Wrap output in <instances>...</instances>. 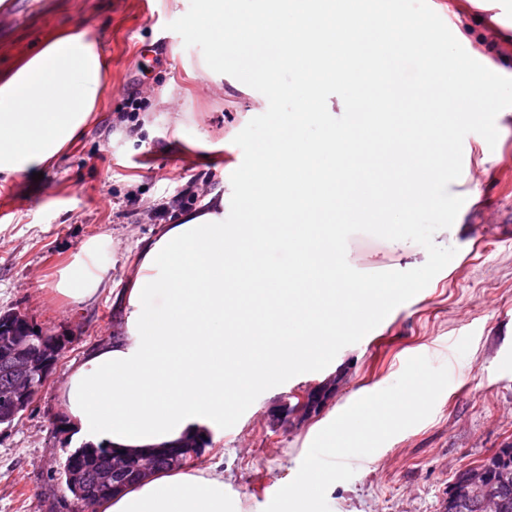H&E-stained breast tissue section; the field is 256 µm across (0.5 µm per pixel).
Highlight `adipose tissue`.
Listing matches in <instances>:
<instances>
[{
  "instance_id": "1",
  "label": "adipose tissue",
  "mask_w": 512,
  "mask_h": 512,
  "mask_svg": "<svg viewBox=\"0 0 512 512\" xmlns=\"http://www.w3.org/2000/svg\"><path fill=\"white\" fill-rule=\"evenodd\" d=\"M229 30L256 70L305 57L311 73L296 94L308 113L322 84L336 79L330 64L337 44L376 56L396 49L417 62L423 87L389 74L387 99L419 113L391 134L388 113L363 112L315 144L298 142L280 121L271 135L282 150L254 166L258 201L240 223H225L218 188L147 242L118 296L121 339L74 365L61 386L64 421L79 442L148 450L201 430L217 434L225 415L261 383L266 365L284 373L301 354L324 352L338 330L337 308L356 310L379 292L334 262L336 192L356 177L338 163L355 145L352 132L371 131L404 154L421 143L435 146L442 167L448 154L428 105L449 102L462 113L483 107L482 97L441 79L426 30L394 15L372 22L356 0H269L260 18L227 13L224 0H202L183 34L220 58ZM108 71L99 41L78 27L0 74V182L32 176L75 141L99 107ZM102 247L98 238L84 244L61 273L60 295L78 302L97 294ZM95 512L233 510L223 475L174 469L99 502Z\"/></svg>"
}]
</instances>
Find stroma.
<instances>
[{
    "instance_id": "stroma-1",
    "label": "stroma",
    "mask_w": 512,
    "mask_h": 512,
    "mask_svg": "<svg viewBox=\"0 0 512 512\" xmlns=\"http://www.w3.org/2000/svg\"><path fill=\"white\" fill-rule=\"evenodd\" d=\"M461 45L512 78V0H429ZM200 0H0L17 18L0 33V72L74 26L89 29L110 60L107 87L84 134L40 180L21 179L0 192V315L26 313L66 337L62 357L33 407L12 427L0 426V512H79L60 477L72 440L63 426L60 386L72 363L121 335L117 294L125 288L136 245L171 217L192 210L188 182L223 187L224 221L239 223L256 190L250 170L259 155L281 149L269 134L285 113H299L296 139L316 142L326 124L344 127L353 110L341 81L327 84L315 117L299 98L269 100L253 76L244 45L224 40V60L183 38ZM144 89L139 111L124 97ZM192 136L223 141L200 158L173 141L176 122ZM499 137L463 142V172L453 182L464 197L453 226L434 241L456 248L430 284L373 334L344 347L319 372L304 373L261 394L240 420L202 448L195 468L216 466L240 512H278L276 491L330 468L312 495L288 512H442L458 471L512 442V107L496 118ZM107 242L104 285L92 299L63 300L60 271L90 238ZM417 243L393 251L365 233L350 237L347 260L365 273L407 271L425 263ZM342 374L335 398L316 417L273 427L269 412L284 398ZM432 379L431 394L403 412H372L338 451L317 445L339 430L366 392L396 399L409 377Z\"/></svg>"
}]
</instances>
